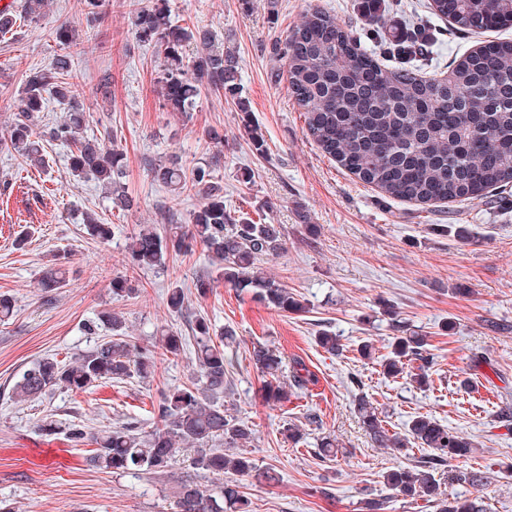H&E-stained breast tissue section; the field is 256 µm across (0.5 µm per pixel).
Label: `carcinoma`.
<instances>
[{
    "label": "carcinoma",
    "instance_id": "carcinoma-1",
    "mask_svg": "<svg viewBox=\"0 0 512 512\" xmlns=\"http://www.w3.org/2000/svg\"><path fill=\"white\" fill-rule=\"evenodd\" d=\"M44 0H22L21 14H0V36L14 34L17 21L43 13ZM358 9L370 31L385 43L384 53L398 60L390 65L368 50L353 27L319 9L306 13L285 38L272 44L274 56L285 61L288 90L305 117L304 136L347 172L386 196L418 204L483 201L512 188V40H491L455 60L444 77L429 76L420 61L429 57L436 41L423 24L401 26L382 9L381 0H358ZM432 9L461 32L512 29V0H432ZM130 22L136 38L156 46L163 57L160 73L164 106L172 112H190L204 86L231 99L242 112L243 130L253 150L263 155V135L252 124L238 83V60L215 42L207 30H191L170 21L168 0H152L150 7H135ZM63 53L49 66L34 68L26 76L16 105L9 141L14 151L34 166L45 162V147L59 142L70 147L71 175L90 179L108 194L112 208L128 210L132 197L125 191L127 176L123 152L110 137L85 133L86 112L75 66L79 34L71 24L55 30ZM193 66L185 64L187 53ZM68 105L65 119L52 126L37 123L49 98ZM222 151L210 161L196 163L191 176L175 156L150 165L153 180L177 194L199 198L190 224L171 225L163 237L152 227H141L129 251L133 268H154L165 263L169 250L199 243L204 246L224 283L251 294L281 312H304L305 302L288 286L260 267L265 256L285 249L278 224H256L232 216L224 204V189L213 175ZM91 235L107 241L111 225L88 216ZM68 284L66 270L52 264L38 280L46 293ZM112 336L102 340L73 365L43 357L27 369L14 386L15 397L29 400L56 388L87 389L102 379L145 378L153 355L127 339L122 320L104 315ZM198 375L188 384L165 394L154 409L155 422L148 431L129 424L103 433L79 425L68 430L76 444L94 446L91 463L113 472L156 473L167 467L183 445L198 447L195 464L213 474L231 472L247 476L255 471L241 452L253 440V429L224 410L221 398L229 381V360L224 341L234 337L225 329L221 340L211 336V323L203 316L193 323ZM163 354L178 356L182 337L161 332ZM250 358L262 376L266 401L288 400V386L303 389L315 382L301 362L285 364L276 350L255 344ZM392 376L410 373L420 386L430 383L434 357L426 337L412 332L396 336L383 359ZM291 379H285V373ZM356 413L362 427L380 448H407L419 444L431 454L420 465L398 466L384 476L389 489L406 497L436 503L438 512H487L484 497L441 498L436 470L450 459L466 457L473 443L465 434L429 415L418 414L405 433L391 431L378 407L366 397L358 399ZM220 442L224 448H212ZM236 448V453L224 449ZM448 481L474 488L484 485L479 471H457ZM247 500L236 485L208 490L184 482L177 493V512H245Z\"/></svg>",
    "mask_w": 512,
    "mask_h": 512
}]
</instances>
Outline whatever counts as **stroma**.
<instances>
[{
    "label": "stroma",
    "mask_w": 512,
    "mask_h": 512,
    "mask_svg": "<svg viewBox=\"0 0 512 512\" xmlns=\"http://www.w3.org/2000/svg\"><path fill=\"white\" fill-rule=\"evenodd\" d=\"M173 23L207 29L233 50L239 63L242 96L259 127L266 155L253 152L229 99L202 90L190 116L163 108L158 77L162 59L153 45L139 42L124 0H112L99 15L84 0H48L35 22H21L0 39V139L9 135L15 102L30 69L50 64L59 47L54 30L76 26V60L87 129L110 134L124 153L130 210L112 209L94 183L72 177L63 147L46 152V167L19 164L0 151V294L13 314L0 323V502L12 512H174L183 480L213 489L238 485L249 512H362L367 499H382L385 512H435L421 499L394 496L384 476L397 464L427 457L418 445L397 451L379 448L355 414L359 397L373 400L388 427L403 431L415 413L429 414L462 431L474 443L464 460L446 471L483 472L490 512H512V194L492 202L452 203L423 208L384 197L336 162L324 157L303 134L304 117L288 93L286 80H272L283 64L270 45L283 38L312 9L336 15L362 30L357 0H169ZM392 19L422 20L439 34L429 56L428 74L447 73L463 54L491 40V33L461 34L434 15L431 0H384ZM112 84L101 90L99 78ZM224 132L223 157L215 176L224 202L249 218L282 225L283 254L262 265L276 280L305 299L306 312L289 314L264 306L250 294L215 279L203 246L169 252L163 267L133 269L128 246L145 225L168 228L167 214L187 224L199 206L193 196H175L153 181L149 163L181 156L186 166L210 159V128ZM251 172L243 183L242 172ZM93 212L112 227V238L92 237L82 222ZM317 225L309 235L306 224ZM462 224L461 238L436 232L439 224ZM60 258L66 287L46 293L37 286L43 267ZM126 278L133 297L113 295L114 277ZM214 287L198 293V280ZM186 293L182 312L168 309L172 285ZM112 313L126 324L134 344L154 351L148 378L104 380L87 390L57 388L25 402L12 388L23 372L51 355L69 364L108 336L99 326ZM210 320L214 331L232 329L225 348L233 365L224 407L255 432L247 448L256 474L221 476L196 468L194 450L178 453L165 471L115 473L89 462L87 446L70 442L75 424L100 433L135 423L153 424L163 394L196 375L195 342L189 323ZM510 323V331L493 323ZM426 335L436 359L431 387L410 377L385 374L382 359L397 325ZM183 336L179 356L159 353L160 333ZM336 333L341 355L317 342L319 332ZM278 349L287 361L311 370L315 385L294 391L288 403L270 406L259 396L261 377L249 352L254 343ZM372 344L371 357L360 348ZM55 435H43V423ZM299 425L304 437L288 442L283 429ZM336 437L342 454L319 457L322 437ZM271 471L274 481L263 478Z\"/></svg>",
    "instance_id": "stroma-1"
}]
</instances>
